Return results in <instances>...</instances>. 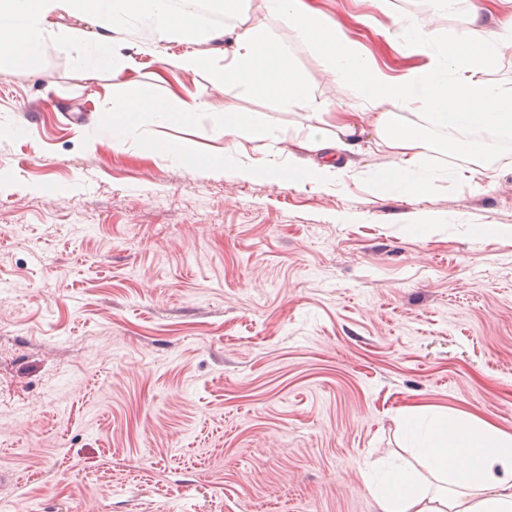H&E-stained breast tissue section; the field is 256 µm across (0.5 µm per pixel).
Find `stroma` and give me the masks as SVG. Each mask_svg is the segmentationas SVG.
<instances>
[{"mask_svg": "<svg viewBox=\"0 0 512 512\" xmlns=\"http://www.w3.org/2000/svg\"><path fill=\"white\" fill-rule=\"evenodd\" d=\"M385 74L426 0H306ZM125 35L124 68L87 72L48 45L22 73L0 50V506L11 512H379L367 486L416 460L400 428L423 406L512 435V137H474L481 186L433 131L427 196L375 195L387 149L335 155L340 178L284 186L143 148L166 135L241 164H312L314 120L206 72L166 67ZM325 118L353 111L292 43ZM200 92L198 121L144 119L124 151L98 125L112 93ZM272 116L234 143L215 119Z\"/></svg>", "mask_w": 512, "mask_h": 512, "instance_id": "obj_1", "label": "stroma"}]
</instances>
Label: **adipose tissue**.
<instances>
[{
    "mask_svg": "<svg viewBox=\"0 0 512 512\" xmlns=\"http://www.w3.org/2000/svg\"><path fill=\"white\" fill-rule=\"evenodd\" d=\"M429 4L441 14L467 13L470 28L463 35L444 39L420 23L405 26L399 42L405 52L422 53L437 42L442 50L439 59L426 69L396 79L385 76L334 19L312 11L305 0H261L247 24L235 30V48L229 62L222 65L198 53L161 55L159 46L165 41L209 43L219 37L206 14L176 9L171 0H0V49L6 50L18 67L33 71L40 66L45 47L60 41L76 48L74 60L81 68L114 70L125 47L124 33L135 22L146 21L154 38L143 43L141 50L162 56L167 66L193 72L205 69L212 84L239 87L315 116L328 112L330 103L315 97L287 42L275 35L279 28L289 31L321 57L336 84L357 92L368 119L361 125L349 113H342L334 136H327L323 126H313L300 141V149L357 152L361 134L370 133L397 158L393 169L373 179L374 193L394 191L415 199L429 187V177L419 165L421 156L433 148L428 130L492 129L512 134V88L488 78L501 54L512 52V17L490 29L471 0H429ZM63 13L97 24L100 32L93 45H86L79 29L58 37L49 19ZM411 105L420 108L419 121L401 116V109ZM203 109L197 94L172 105L142 92L113 104L103 126L113 148L121 150L143 114H156L163 123L172 124L193 121ZM223 133L233 141L263 142L271 138L273 122L264 115L228 112ZM146 148L179 167L207 160L184 140L159 137ZM207 161L221 169L235 167L244 179L255 175L253 168L238 166L229 151ZM405 427L433 480L421 482L407 469L385 474L373 486L380 512H512L511 435L490 425L475 429L446 414H417L406 419Z\"/></svg>",
    "mask_w": 512,
    "mask_h": 512,
    "instance_id": "1",
    "label": "adipose tissue"
}]
</instances>
